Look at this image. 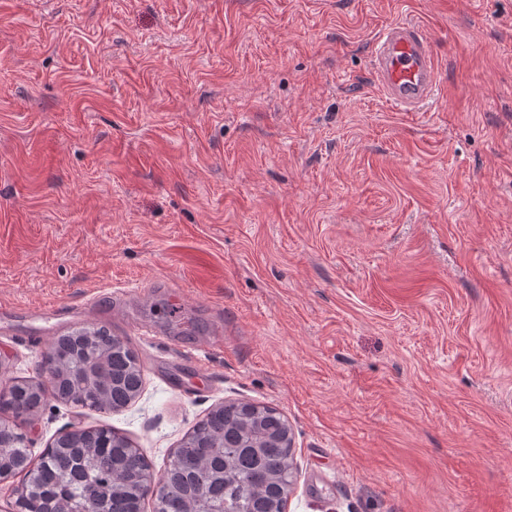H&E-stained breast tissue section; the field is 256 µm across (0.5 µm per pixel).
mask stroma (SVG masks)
<instances>
[{
    "mask_svg": "<svg viewBox=\"0 0 512 512\" xmlns=\"http://www.w3.org/2000/svg\"><path fill=\"white\" fill-rule=\"evenodd\" d=\"M420 25L425 112L375 35ZM107 328L139 397L46 394L161 472L227 401L292 433L286 512H512V0H0V382ZM371 70L386 100L419 112L437 94V60L426 32L409 22L386 28L373 44Z\"/></svg>",
    "mask_w": 512,
    "mask_h": 512,
    "instance_id": "obj_1",
    "label": "stroma"
}]
</instances>
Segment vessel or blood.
<instances>
[{
	"mask_svg": "<svg viewBox=\"0 0 512 512\" xmlns=\"http://www.w3.org/2000/svg\"><path fill=\"white\" fill-rule=\"evenodd\" d=\"M371 70L399 111H420L436 97L437 60L420 26L398 22L386 28L373 44Z\"/></svg>",
	"mask_w": 512,
	"mask_h": 512,
	"instance_id": "b4317fda",
	"label": "vessel or blood"
}]
</instances>
